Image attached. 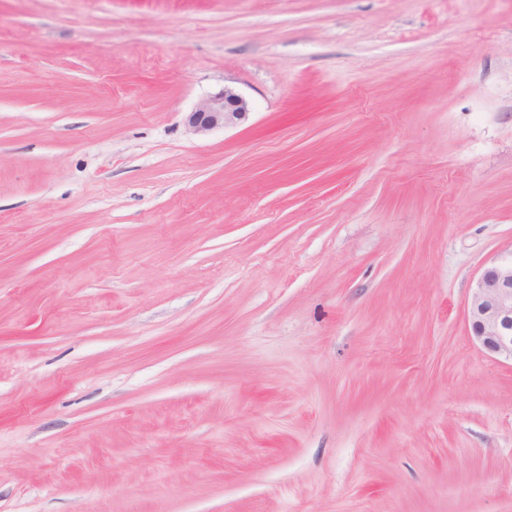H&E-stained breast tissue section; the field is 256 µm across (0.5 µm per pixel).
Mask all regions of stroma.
Returning <instances> with one entry per match:
<instances>
[{
    "label": "stroma",
    "mask_w": 512,
    "mask_h": 512,
    "mask_svg": "<svg viewBox=\"0 0 512 512\" xmlns=\"http://www.w3.org/2000/svg\"><path fill=\"white\" fill-rule=\"evenodd\" d=\"M511 253L512 0H0V512H512ZM250 102L239 92L224 87L219 93L207 96L196 104L187 116V125L197 135L217 128L233 127L247 120ZM468 321L484 349L512 361V253L483 271L471 296Z\"/></svg>",
    "instance_id": "obj_1"
}]
</instances>
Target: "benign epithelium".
Returning <instances> with one entry per match:
<instances>
[{"instance_id": "benign-epithelium-1", "label": "benign epithelium", "mask_w": 512, "mask_h": 512, "mask_svg": "<svg viewBox=\"0 0 512 512\" xmlns=\"http://www.w3.org/2000/svg\"><path fill=\"white\" fill-rule=\"evenodd\" d=\"M250 112V102L226 87L197 103L187 116V125L193 133L205 135L243 123ZM468 321L484 349L512 360V255L483 271L471 296Z\"/></svg>"}]
</instances>
